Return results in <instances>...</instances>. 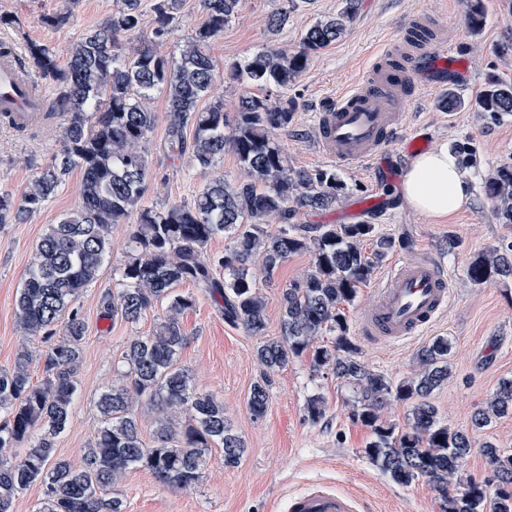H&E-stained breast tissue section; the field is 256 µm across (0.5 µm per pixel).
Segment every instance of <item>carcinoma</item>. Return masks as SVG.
<instances>
[{
    "mask_svg": "<svg viewBox=\"0 0 512 512\" xmlns=\"http://www.w3.org/2000/svg\"><path fill=\"white\" fill-rule=\"evenodd\" d=\"M240 0H201L205 21L188 38L180 59L162 54L178 0H155L150 37L133 56L119 45L122 35L141 33L140 0H122L121 8L83 34L58 64L54 47L31 42L25 63L55 86L47 100V118H63L62 149L19 195L0 192V224H23L41 210L75 169L82 173L81 206L49 224L15 299L24 330L44 344L39 359L45 377L31 381L33 355L23 349L10 368H0V512H14L18 493L41 486L35 512H123L112 487L127 472L148 471L160 484L183 489L197 482L211 448L224 453V466H238L246 452L241 437L224 417V402L195 389L182 367L187 343L180 315L195 297L176 288L191 284L219 306L224 321L259 339L256 357L265 378L253 385L248 404L254 417L264 415L270 398V374L308 357L312 372L326 368L355 389L350 417L370 431L362 452L393 481L431 482L443 497V512H512V455L490 443L480 451L487 475H464L472 452L469 436L438 416L432 393L448 383L450 342L437 336L418 353L417 373L398 382L362 363L349 336L345 306L352 304L375 266L402 238L382 236L374 224H295L301 210L316 212L336 205L346 185L331 168L300 169L288 163L273 131L286 130L295 105L281 97L311 58L340 39L359 18L363 0H339L336 14L313 23L297 48L266 46L232 62L227 75L262 96L244 95L228 116L221 104L198 108L214 78L209 54ZM72 11L42 18L62 30ZM487 20L483 0H469L467 24L479 32ZM166 101V149L180 160L191 155L202 171L232 152L243 176L210 180L190 204L137 208L149 175L145 144L157 115L147 106L154 95ZM476 107L492 118L512 115V83L491 78ZM194 129L187 140V126ZM502 224H512V164L500 165L481 185ZM129 251L113 269L119 288L101 295L102 312L137 322L157 303L167 316L149 336H137L124 352L126 369L119 381L97 397L100 425L80 465L57 452L78 394L86 322L74 306L79 293L102 274L112 250V225L132 213ZM278 218L271 233L267 218ZM223 237L222 253L208 245ZM372 242V251L364 248ZM312 256L304 276L280 293V337L266 338V302L251 271L260 261L272 279L288 257ZM466 275L475 286L512 280V242L474 256ZM62 335H57V324ZM392 399L412 401L408 426L384 418ZM157 411L155 445L145 444L137 406ZM512 414V379L472 418L476 429ZM24 448V456L10 453Z\"/></svg>",
    "mask_w": 512,
    "mask_h": 512,
    "instance_id": "cac0c4a2",
    "label": "carcinoma"
}]
</instances>
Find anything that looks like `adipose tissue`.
I'll return each instance as SVG.
<instances>
[{
  "instance_id": "obj_1",
  "label": "adipose tissue",
  "mask_w": 512,
  "mask_h": 512,
  "mask_svg": "<svg viewBox=\"0 0 512 512\" xmlns=\"http://www.w3.org/2000/svg\"><path fill=\"white\" fill-rule=\"evenodd\" d=\"M403 192L415 212L443 217L467 202L470 187L457 156L440 147L414 158L404 176Z\"/></svg>"
}]
</instances>
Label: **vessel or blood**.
Returning a JSON list of instances; mask_svg holds the SVG:
<instances>
[{
	"instance_id": "vessel-or-blood-1",
	"label": "vessel or blood",
	"mask_w": 512,
	"mask_h": 512,
	"mask_svg": "<svg viewBox=\"0 0 512 512\" xmlns=\"http://www.w3.org/2000/svg\"><path fill=\"white\" fill-rule=\"evenodd\" d=\"M455 53L438 38L410 45L408 35L387 41L374 53L350 86L319 114L317 145L336 163L370 168L373 195L348 202L341 221L360 222L382 209L384 188L393 184L402 163L426 150L429 127L413 129L400 151L392 149V135L401 127L421 85L443 86ZM36 77L17 54L0 56V111L10 113L15 126L28 127L41 118L32 94ZM371 311L362 314V335L402 341L420 335L447 309L449 278L435 259L425 255L391 265L376 290ZM289 512H363L361 499L323 482L310 485L291 499Z\"/></svg>"
}]
</instances>
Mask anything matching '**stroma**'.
Returning <instances> with one entry per match:
<instances>
[{"label": "stroma", "mask_w": 512, "mask_h": 512, "mask_svg": "<svg viewBox=\"0 0 512 512\" xmlns=\"http://www.w3.org/2000/svg\"><path fill=\"white\" fill-rule=\"evenodd\" d=\"M283 0H240L235 16L210 47L217 72L202 104H223L235 113L246 87L225 76V65L242 59L270 44L293 49L302 34L316 20L335 14L339 0H299L281 31L268 28L269 16ZM487 22L480 33L469 31L465 21V0H364L359 19L343 38L314 57L291 85L286 95L296 105L292 123L279 132L292 166L302 169L335 168L347 185V198H365L372 190L370 174L362 167L335 165L316 149L317 114L328 101L346 89L380 44L401 35L413 19L426 14L446 17L438 38L455 46L470 71L467 82H450L449 88L465 101L454 112L440 108L443 91L421 89L414 112L409 113L393 137L401 141L416 125L432 126L431 147L459 142L470 143L474 162L466 166L471 195L452 216L431 218L414 212L404 201L394 211L373 216L378 231L393 238L406 237L407 247H398L374 270L356 301L346 309L350 334L365 365L400 380L418 369L417 353L432 337L445 336L451 343L448 365L451 377L436 389L431 401L439 416L451 428L471 432L474 452L465 472L482 477L487 464L479 448L491 441L505 453H512V416L497 419L489 428L473 431L471 418L484 406L499 381L512 377V281L493 280L471 285L466 267L471 257L502 241H512V227L500 223L481 193V181L500 164L512 163V115L497 119L475 111L471 103L488 78L512 82V0H484ZM121 0H0V15L13 16L17 31H0V40L46 43L55 47L59 59L86 31L98 26L117 10ZM68 9L70 27L56 30L42 23V16ZM205 15L200 0H182L180 9L160 50L180 56L192 30ZM158 115L147 144L149 178L141 206L162 209L173 204L192 203L213 176H239L232 153H225L210 174L200 173L188 161H176L165 151V100L149 104ZM60 148V129L53 126L25 135L0 124V192L20 193ZM81 174L72 171L57 194L23 224H0V368L12 367L19 350L32 347L15 316V298L35 248L47 225L56 223L80 202ZM128 224L112 227V254L99 279L78 296L87 324L79 369V393L66 430L57 439L58 452L73 463H81L90 448L100 415L96 407L99 392L111 386L124 368L123 353L134 336L151 335L166 309L148 310L138 322L102 317L99 299L116 288L113 267L127 255ZM429 254L447 270L452 300L438 322L423 335L400 341H375L362 336L360 315L374 303V289L391 262L412 261ZM309 254L292 255L273 278L256 273V284L267 303V335L280 334L279 294L309 269ZM181 293L194 295L196 304L182 316L188 336L180 362L197 389L216 393L224 401V415L245 442L240 465L228 468L224 454L212 449L199 481L187 490L159 485L145 470L128 472L113 488L122 499L124 512H288L289 500L314 481H324L337 490L361 497L367 512H442L441 498L434 486L421 479L410 485L395 483L369 462L362 450L369 439L367 427L350 417L354 394L330 372L312 373L307 359L299 358L272 377L268 408L254 417L248 396L261 380L264 369L255 357L256 340L242 328L225 322L219 307L204 292L189 284ZM322 395L324 415L320 422L307 419V401Z\"/></svg>", "instance_id": "obj_1"}]
</instances>
